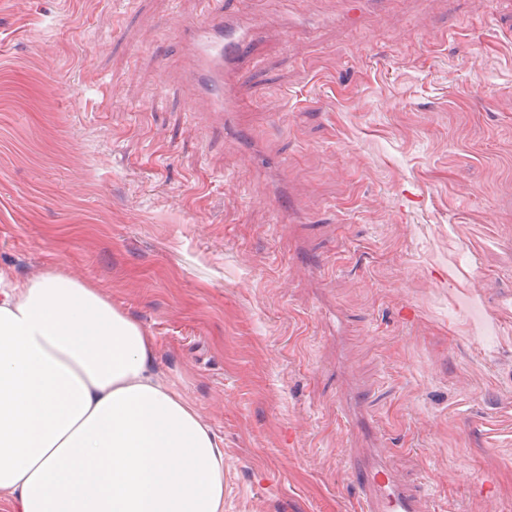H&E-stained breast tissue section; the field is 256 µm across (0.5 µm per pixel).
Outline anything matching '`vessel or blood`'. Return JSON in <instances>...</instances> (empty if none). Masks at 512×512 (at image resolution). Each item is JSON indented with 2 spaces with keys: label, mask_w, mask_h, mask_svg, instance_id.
I'll use <instances>...</instances> for the list:
<instances>
[{
  "label": "vessel or blood",
  "mask_w": 512,
  "mask_h": 512,
  "mask_svg": "<svg viewBox=\"0 0 512 512\" xmlns=\"http://www.w3.org/2000/svg\"><path fill=\"white\" fill-rule=\"evenodd\" d=\"M255 26L239 14L219 10L203 21L181 25L179 39L189 55L185 82L198 111L224 118L237 107L239 62ZM354 475L362 484L359 512H419L416 499L382 459L360 462Z\"/></svg>",
  "instance_id": "b4317fda"
}]
</instances>
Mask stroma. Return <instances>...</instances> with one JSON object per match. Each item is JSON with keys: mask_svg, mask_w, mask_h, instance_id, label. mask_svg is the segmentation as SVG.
I'll return each mask as SVG.
<instances>
[{"mask_svg": "<svg viewBox=\"0 0 512 512\" xmlns=\"http://www.w3.org/2000/svg\"><path fill=\"white\" fill-rule=\"evenodd\" d=\"M233 5L226 131L182 95L213 0H0V269L156 337L224 512H355L374 431L422 512H512V0Z\"/></svg>", "mask_w": 512, "mask_h": 512, "instance_id": "stroma-1", "label": "stroma"}]
</instances>
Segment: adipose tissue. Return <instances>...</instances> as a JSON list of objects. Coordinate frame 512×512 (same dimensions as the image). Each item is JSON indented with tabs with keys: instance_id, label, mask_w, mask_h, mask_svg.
Segmentation results:
<instances>
[{
	"instance_id": "adipose-tissue-1",
	"label": "adipose tissue",
	"mask_w": 512,
	"mask_h": 512,
	"mask_svg": "<svg viewBox=\"0 0 512 512\" xmlns=\"http://www.w3.org/2000/svg\"><path fill=\"white\" fill-rule=\"evenodd\" d=\"M156 347L98 288L0 271L8 512H224V443L160 377Z\"/></svg>"
}]
</instances>
